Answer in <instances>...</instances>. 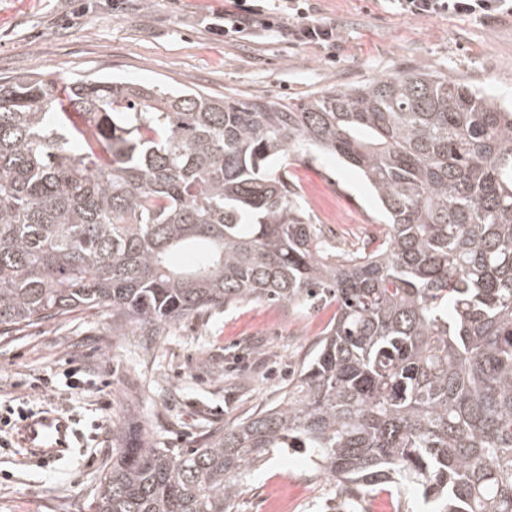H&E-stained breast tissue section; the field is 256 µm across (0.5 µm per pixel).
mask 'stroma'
<instances>
[{
  "mask_svg": "<svg viewBox=\"0 0 512 512\" xmlns=\"http://www.w3.org/2000/svg\"><path fill=\"white\" fill-rule=\"evenodd\" d=\"M224 0H0V78L39 72L62 80L93 73L169 89L196 86L240 100L288 103L406 71L445 74L512 100V16L416 19L385 0H310L336 24L335 46H297L261 34L233 41L206 17ZM283 164L307 217L336 224V249L383 230L359 172L328 155L291 152ZM333 307L241 304L203 311L161 336H116L103 311L64 316L0 334V416L7 408L60 407L80 433L75 453L41 466L24 449L0 447V512H87L117 426H137L163 448H194L208 432L280 402L288 376L312 352ZM87 365L110 409L52 393L32 402L31 375ZM308 451L274 453L236 512H321L330 479L306 480Z\"/></svg>",
  "mask_w": 512,
  "mask_h": 512,
  "instance_id": "stroma-1",
  "label": "stroma"
}]
</instances>
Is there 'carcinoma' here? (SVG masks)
Segmentation results:
<instances>
[{"label":"carcinoma","mask_w":512,"mask_h":512,"mask_svg":"<svg viewBox=\"0 0 512 512\" xmlns=\"http://www.w3.org/2000/svg\"><path fill=\"white\" fill-rule=\"evenodd\" d=\"M311 148L362 173L382 236L331 252L277 165ZM252 302L335 311L277 405L197 448L122 438L91 512H235L288 448L336 484L328 512L410 490L427 512H512V108L417 71L297 106L0 83V331L100 309L115 336H157Z\"/></svg>","instance_id":"cac0c4a2"}]
</instances>
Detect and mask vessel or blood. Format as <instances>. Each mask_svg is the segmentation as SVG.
<instances>
[{
    "label": "vessel or blood",
    "mask_w": 512,
    "mask_h": 512,
    "mask_svg": "<svg viewBox=\"0 0 512 512\" xmlns=\"http://www.w3.org/2000/svg\"><path fill=\"white\" fill-rule=\"evenodd\" d=\"M72 416L57 408L26 412L12 435L31 461L50 464L63 458L78 440Z\"/></svg>",
    "instance_id": "obj_1"
}]
</instances>
